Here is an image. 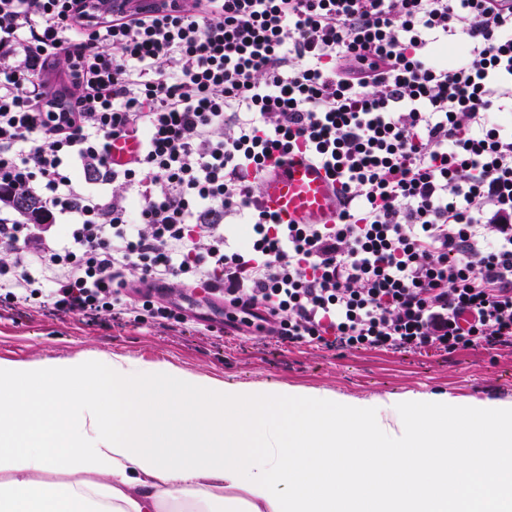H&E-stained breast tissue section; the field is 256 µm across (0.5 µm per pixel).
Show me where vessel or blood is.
I'll list each match as a JSON object with an SVG mask.
<instances>
[{
	"instance_id": "1",
	"label": "vessel or blood",
	"mask_w": 512,
	"mask_h": 512,
	"mask_svg": "<svg viewBox=\"0 0 512 512\" xmlns=\"http://www.w3.org/2000/svg\"><path fill=\"white\" fill-rule=\"evenodd\" d=\"M259 200L283 224H332L343 207L337 178L301 151L268 162Z\"/></svg>"
}]
</instances>
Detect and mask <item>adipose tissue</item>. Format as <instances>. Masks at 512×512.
Here are the masks:
<instances>
[{
    "instance_id": "ef3b65f1",
    "label": "adipose tissue",
    "mask_w": 512,
    "mask_h": 512,
    "mask_svg": "<svg viewBox=\"0 0 512 512\" xmlns=\"http://www.w3.org/2000/svg\"><path fill=\"white\" fill-rule=\"evenodd\" d=\"M0 512H512V402L0 359Z\"/></svg>"
}]
</instances>
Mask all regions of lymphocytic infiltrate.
Returning a JSON list of instances; mask_svg holds the SVG:
<instances>
[{
    "instance_id": "1",
    "label": "lymphocytic infiltrate",
    "mask_w": 512,
    "mask_h": 512,
    "mask_svg": "<svg viewBox=\"0 0 512 512\" xmlns=\"http://www.w3.org/2000/svg\"><path fill=\"white\" fill-rule=\"evenodd\" d=\"M93 2L0 0L1 299L174 325L132 288L176 278L280 342L512 347V0ZM454 36L470 61L435 59ZM298 149L338 178L336 223L261 208Z\"/></svg>"
}]
</instances>
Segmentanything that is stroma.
Wrapping results in <instances>:
<instances>
[{"label": "stroma", "instance_id": "stroma-1", "mask_svg": "<svg viewBox=\"0 0 512 512\" xmlns=\"http://www.w3.org/2000/svg\"><path fill=\"white\" fill-rule=\"evenodd\" d=\"M93 350L140 364H169L227 383H275L359 399L417 392L463 400L512 401V350L465 349L448 355L286 345L266 336L224 332L208 320L170 328L107 316L54 315L37 299L0 305V359L35 362Z\"/></svg>", "mask_w": 512, "mask_h": 512}]
</instances>
